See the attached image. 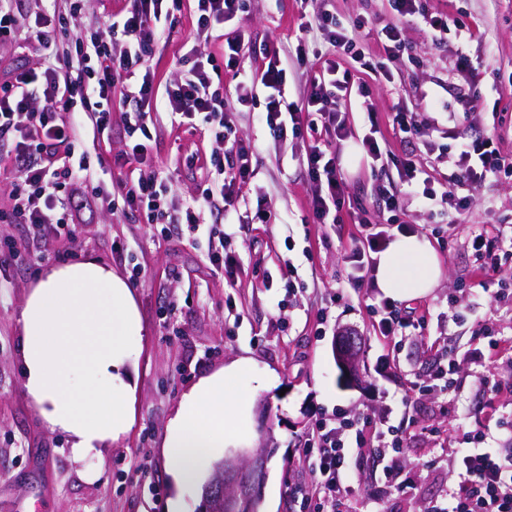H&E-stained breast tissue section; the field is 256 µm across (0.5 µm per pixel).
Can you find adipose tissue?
<instances>
[{
  "label": "adipose tissue",
  "instance_id": "ef3b65f1",
  "mask_svg": "<svg viewBox=\"0 0 512 512\" xmlns=\"http://www.w3.org/2000/svg\"><path fill=\"white\" fill-rule=\"evenodd\" d=\"M440 274L433 248L414 235L397 237L375 268L378 288L396 301L429 294ZM20 323V363L32 403L51 430L66 436L75 460L100 453L129 421L130 388L114 374L143 333L129 285L93 261L52 267L29 294ZM252 368L250 359H237L185 395L166 443L177 485L195 481L248 411L255 388L234 384L250 379Z\"/></svg>",
  "mask_w": 512,
  "mask_h": 512
}]
</instances>
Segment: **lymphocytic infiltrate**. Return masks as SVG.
<instances>
[{
  "mask_svg": "<svg viewBox=\"0 0 512 512\" xmlns=\"http://www.w3.org/2000/svg\"><path fill=\"white\" fill-rule=\"evenodd\" d=\"M68 16L35 20L24 13L19 0H0V44L26 35L54 65L41 71H14L0 88V149L9 162L5 173L18 175L8 209H0V221L31 225L35 234L59 233L70 224L75 190L91 185L95 171L79 147L85 136L105 141L112 132V100L134 104L126 113L129 140L120 159L114 160L111 188L98 194L101 207L124 206L144 215L151 224L206 226L216 246L210 261L233 281L238 266L235 256L222 246L224 217L231 214L240 224H267L270 211L248 208V191L255 175L252 161L260 148L255 140L236 134V114L229 100L246 103L264 97L265 110L259 120L277 138L308 135L309 148L302 168L312 187L308 207L317 224H332L342 208L363 211V204L346 201L342 189V167L334 145L348 135L347 114L337 110L340 94L369 95L366 85L354 84L350 69L341 63L343 53L360 69L391 79L392 68L403 46V29L393 22L370 29L374 48H355L349 30L324 9L308 24L314 32L312 45L298 44L294 58L281 55L279 48L265 46L257 71L244 67L245 35L232 21L245 9L244 0H192L200 43L190 57L182 58L180 77L162 85L150 65L154 53L175 23L183 0H135L130 10L104 18L96 28L67 48L66 33L78 18L84 0H68ZM317 69L303 104L288 99V63ZM232 89H225V80ZM166 113L172 128L202 126L222 149L227 165L201 184L190 201H180L166 177L154 171L149 157L150 128L155 116ZM393 131L405 141H419L422 154H408L398 178L405 194L378 187L377 196L390 211V218L377 223L360 219L359 243L346 256L350 270L346 284L364 285L371 256L383 249L392 232H410L407 224H395L393 212L402 210L406 199H414L429 215L445 217L449 229L464 223L471 199L463 187L490 176H511L512 158L501 155L493 139L478 138L461 144L448 160L447 171L427 169L424 156L436 150L437 139L450 138L444 125H435L437 139L425 136V123L415 112L399 110L391 118ZM471 245L478 255L476 270L482 281L512 282V227L496 226L494 232L475 231ZM367 418L342 417L336 424L319 419L303 439L302 455L312 472V492L305 499V512H336V503L347 496L346 479L362 449L375 448L386 461L383 485L370 487L368 495L381 500L395 483L394 467L402 448L411 438L393 429L378 431L367 439ZM474 449L462 456L457 467L462 476L435 512H512V464L498 454L482 451L485 433L478 428L465 431Z\"/></svg>",
  "mask_w": 512,
  "mask_h": 512,
  "instance_id": "lymphocytic-infiltrate-1",
  "label": "lymphocytic infiltrate"
}]
</instances>
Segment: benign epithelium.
<instances>
[{
	"label": "benign epithelium",
	"mask_w": 512,
	"mask_h": 512,
	"mask_svg": "<svg viewBox=\"0 0 512 512\" xmlns=\"http://www.w3.org/2000/svg\"><path fill=\"white\" fill-rule=\"evenodd\" d=\"M355 347L356 337L341 331L335 345L336 360L348 373L355 372ZM264 471V458L259 453L238 452L224 457L204 488L201 512H251L257 501L253 488L262 481Z\"/></svg>",
	"instance_id": "obj_1"
}]
</instances>
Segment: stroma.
<instances>
[{
    "mask_svg": "<svg viewBox=\"0 0 512 512\" xmlns=\"http://www.w3.org/2000/svg\"><path fill=\"white\" fill-rule=\"evenodd\" d=\"M424 6L465 24L472 38L462 44L452 36L435 45L422 18H402L405 50L391 80L371 72L360 75L370 89V112L361 111L354 95L338 102L349 114L352 131L337 146L344 194L362 202L372 221L380 210L374 201L377 184L400 191L395 166L409 150L393 136L391 113L409 107L420 117L447 120L440 106L455 99L458 52L469 55L481 73L474 89L477 107L457 111L448 150L432 158V166L445 167L459 143L476 138H492L512 155V0H425ZM246 7L242 25L252 48L246 63L256 67L259 46L276 41L297 46L300 27L317 5L315 0H247ZM193 45L191 19L178 15L171 36L152 59L159 82L176 77L182 55ZM263 108L260 100L239 105L237 125L240 135L261 146L248 198L276 219L225 225L239 261L233 283L211 265L206 231L148 224L128 211L101 210L90 197L74 212L78 241L47 236L40 243L43 265H29L22 255L0 270V512H169L175 496L182 512H198L200 485L177 488L168 471V426L185 393L241 357L252 359L267 388L255 396L250 420L239 423L229 447L266 451L260 512H298L312 482L298 460L300 437L316 419L339 410L387 419L414 436L400 462L408 489L384 498L379 512H430L444 500L458 481L455 461L464 449L463 426L481 422L487 446H505L512 394L503 393L487 406L479 381L486 367L473 348L483 330L512 342V306L492 301L496 284L479 286L470 233L482 226L512 225V178L499 176L466 188L471 210L448 247L426 231L430 219L415 200H406L397 212V223L422 226L421 237L432 245L441 276L428 295L399 302L401 311L426 314L428 326L404 337L392 351L367 311L381 290L343 286L345 257L359 230L355 215L345 209L337 224H313L307 206L311 188L298 161L308 141L274 139L257 120ZM372 120L381 127L392 162L376 175L358 151ZM156 126L151 155L157 168L169 175L181 198L193 197L222 150L204 128L171 131L166 114L158 115ZM287 258L296 269L291 288L282 276ZM82 261L130 279L144 332L124 366L133 390L127 431L100 456L78 462L66 437L47 427L23 387L19 317L44 266ZM135 268L142 271L136 281L130 278ZM346 328L358 336L359 367L353 378L336 362V337ZM448 349L459 362L454 392L430 390L404 407L402 389L425 378ZM390 351L393 365L375 371L377 358Z\"/></svg>",
    "mask_w": 512,
    "mask_h": 512,
    "instance_id": "obj_1",
    "label": "stroma"
}]
</instances>
